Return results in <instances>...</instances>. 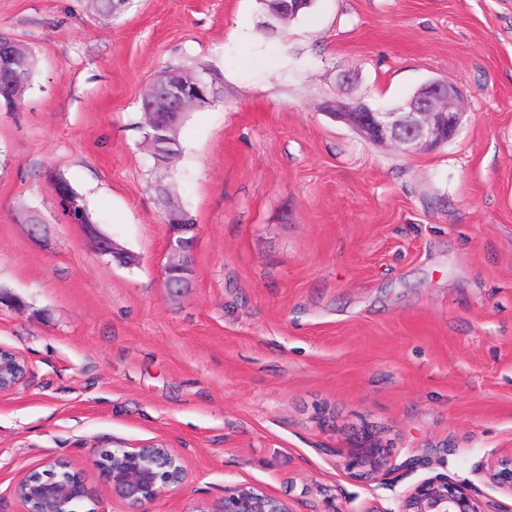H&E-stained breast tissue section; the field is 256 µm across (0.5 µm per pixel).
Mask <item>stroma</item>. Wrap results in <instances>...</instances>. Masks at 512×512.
<instances>
[{
    "label": "stroma",
    "instance_id": "obj_1",
    "mask_svg": "<svg viewBox=\"0 0 512 512\" xmlns=\"http://www.w3.org/2000/svg\"><path fill=\"white\" fill-rule=\"evenodd\" d=\"M0 32L37 58L0 112V347L31 369L0 395V512L51 459L93 489L75 512H124L92 453L149 443L188 468L153 512L242 483L293 512H386L438 474L512 512L488 477L512 452V0H314L275 24L262 0H130L111 19L0 0ZM198 62L220 99L154 170L140 100ZM431 79L466 110L435 151L372 145L323 109H388ZM56 179L134 266L96 253ZM162 181L196 225L180 296ZM367 434L387 464L363 479Z\"/></svg>",
    "mask_w": 512,
    "mask_h": 512
}]
</instances>
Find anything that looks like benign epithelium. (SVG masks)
<instances>
[{
    "instance_id": "1",
    "label": "benign epithelium",
    "mask_w": 512,
    "mask_h": 512,
    "mask_svg": "<svg viewBox=\"0 0 512 512\" xmlns=\"http://www.w3.org/2000/svg\"><path fill=\"white\" fill-rule=\"evenodd\" d=\"M23 55L21 45L8 38L0 39V71L17 70ZM218 78L208 69L188 74L167 70L149 87L146 98L151 107L174 112L182 107H203L217 96ZM326 108L338 113L347 124L367 141L392 146L405 153L430 151L450 142L462 124L465 109L454 85L445 80L424 84L405 105L381 111L368 103L351 98ZM62 207L79 218L71 220L85 231L97 252L111 256L123 264L131 262L113 240L99 235L95 225L80 219L78 197L61 184L54 187ZM166 243L167 262L163 268V286L180 293L189 287L193 275L192 250L185 240V228L171 225ZM29 373L27 362L17 353L0 348V395L12 391ZM92 464L99 481L112 491V496L125 505V512H152L157 501L179 490L187 481L188 471L183 457L164 446L142 445L136 448H99L93 451ZM490 480L512 494V452L498 458L489 470ZM18 479L12 486L13 496L23 512H68L69 504L78 497H92V489L70 475L49 479L23 490ZM198 512H293L289 504L262 488L236 484L224 488V498ZM383 512H481L469 490L446 477L424 479L396 499V507Z\"/></svg>"
}]
</instances>
